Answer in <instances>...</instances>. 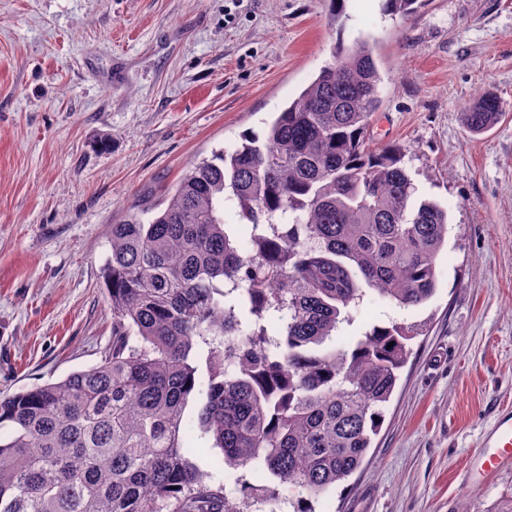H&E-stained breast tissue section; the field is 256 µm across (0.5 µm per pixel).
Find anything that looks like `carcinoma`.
Listing matches in <instances>:
<instances>
[{
    "mask_svg": "<svg viewBox=\"0 0 512 512\" xmlns=\"http://www.w3.org/2000/svg\"><path fill=\"white\" fill-rule=\"evenodd\" d=\"M382 82L371 37L338 43L263 135L191 162L152 217L111 226L112 348L0 396V512H275L265 506L286 491L294 512H315L362 465L409 331L325 344L370 293L403 309L429 301L448 241V212L413 204L405 147H366ZM504 113L486 94L463 119L482 132ZM196 397L224 464L271 483L239 475L233 494L204 481L185 456Z\"/></svg>",
    "mask_w": 512,
    "mask_h": 512,
    "instance_id": "obj_1",
    "label": "carcinoma"
}]
</instances>
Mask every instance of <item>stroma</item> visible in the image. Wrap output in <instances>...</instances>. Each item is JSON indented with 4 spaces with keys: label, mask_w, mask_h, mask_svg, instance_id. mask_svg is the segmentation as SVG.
I'll list each match as a JSON object with an SVG mask.
<instances>
[{
    "label": "stroma",
    "mask_w": 512,
    "mask_h": 512,
    "mask_svg": "<svg viewBox=\"0 0 512 512\" xmlns=\"http://www.w3.org/2000/svg\"><path fill=\"white\" fill-rule=\"evenodd\" d=\"M0 0V395L100 363L112 346L109 231L164 200L191 161L262 132L330 61L377 43L375 149L406 146L417 196L448 210L436 294L417 309L368 296L338 339L413 330L384 421L316 512H512V466L460 473L512 408V0ZM507 113L465 126L466 103ZM205 482L234 471L185 412ZM503 102L496 96H479L462 112L466 126L473 132H482L497 123L505 113Z\"/></svg>",
    "instance_id": "stroma-1"
}]
</instances>
